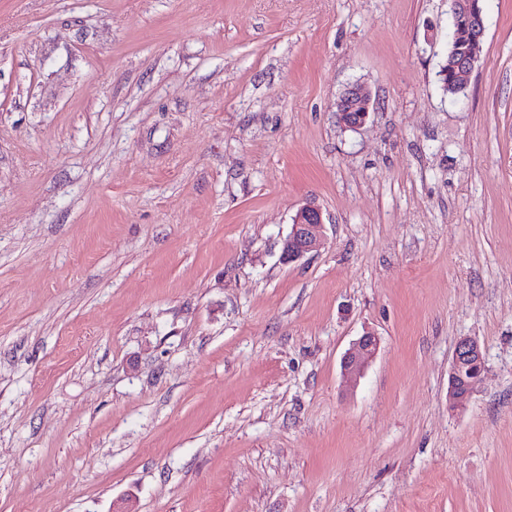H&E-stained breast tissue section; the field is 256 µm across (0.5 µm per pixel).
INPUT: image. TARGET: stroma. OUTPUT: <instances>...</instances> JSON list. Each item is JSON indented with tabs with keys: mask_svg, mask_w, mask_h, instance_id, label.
Here are the masks:
<instances>
[{
	"mask_svg": "<svg viewBox=\"0 0 512 512\" xmlns=\"http://www.w3.org/2000/svg\"><path fill=\"white\" fill-rule=\"evenodd\" d=\"M485 5L453 98L449 0H0V512H512V0ZM308 202L325 245L289 264ZM372 103V96L363 85L349 86L336 101L340 123L350 129L360 128L366 122ZM379 348V339L373 332H365L343 356L341 362L342 372L346 376L361 374L367 364L375 357ZM485 370L484 354L472 337H460L453 351L448 371V406L464 409L472 396L475 383Z\"/></svg>",
	"mask_w": 512,
	"mask_h": 512,
	"instance_id": "obj_1",
	"label": "stroma"
}]
</instances>
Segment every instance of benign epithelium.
I'll use <instances>...</instances> for the list:
<instances>
[{"mask_svg": "<svg viewBox=\"0 0 512 512\" xmlns=\"http://www.w3.org/2000/svg\"><path fill=\"white\" fill-rule=\"evenodd\" d=\"M450 36L456 44L450 67L461 72L468 81L481 59L485 36V16L482 0H454ZM373 103L370 92L361 84L345 89L336 101V114L341 124L358 129L366 122ZM325 223L322 211L314 204L304 205L296 214L283 247V259L296 262L316 252L323 245ZM379 339L365 332L343 356L342 372L346 376L361 374L375 357ZM485 370L484 354L472 337L463 336L455 344L448 371V406L464 409L472 396L475 383Z\"/></svg>", "mask_w": 512, "mask_h": 512, "instance_id": "7a95c632", "label": "benign epithelium"}]
</instances>
